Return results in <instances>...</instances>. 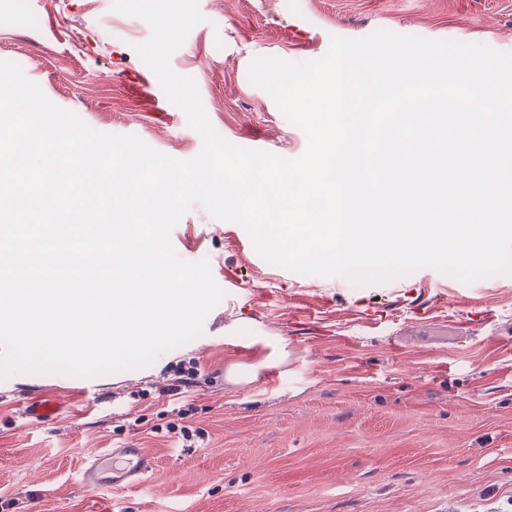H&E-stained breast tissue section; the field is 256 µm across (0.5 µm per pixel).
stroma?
<instances>
[{
	"label": "stroma",
	"instance_id": "obj_1",
	"mask_svg": "<svg viewBox=\"0 0 512 512\" xmlns=\"http://www.w3.org/2000/svg\"><path fill=\"white\" fill-rule=\"evenodd\" d=\"M168 58L215 131L300 157L307 137L251 84L260 56L322 58L332 37L385 29L512 52V0H198ZM0 0V62L95 131L179 161L201 134L134 47L149 23L114 0ZM208 260L222 301L201 336L151 364L92 378H0V512H512V275L461 282L425 267L385 283L268 263L248 232L194 205L171 231ZM199 376L180 418L168 389ZM63 409L33 425L27 402ZM185 423L191 440L171 434ZM154 458L137 486L80 474L111 448Z\"/></svg>",
	"mask_w": 512,
	"mask_h": 512
}]
</instances>
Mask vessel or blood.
<instances>
[{
	"mask_svg": "<svg viewBox=\"0 0 512 512\" xmlns=\"http://www.w3.org/2000/svg\"><path fill=\"white\" fill-rule=\"evenodd\" d=\"M61 411L55 400L30 403L24 413L40 424L55 418ZM154 465L152 456L142 448H115L98 457L81 472L83 486L105 491L117 485L135 486L142 482Z\"/></svg>",
	"mask_w": 512,
	"mask_h": 512,
	"instance_id": "1",
	"label": "vessel or blood"
}]
</instances>
